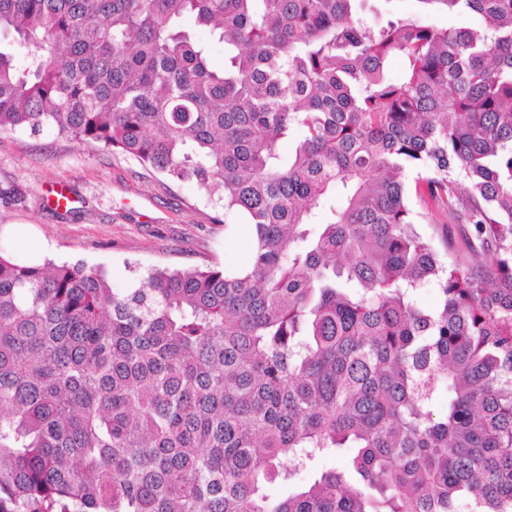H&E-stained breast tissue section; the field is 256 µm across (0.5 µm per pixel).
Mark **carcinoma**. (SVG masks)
I'll return each mask as SVG.
<instances>
[{"instance_id":"cac0c4a2","label":"carcinoma","mask_w":512,"mask_h":512,"mask_svg":"<svg viewBox=\"0 0 512 512\" xmlns=\"http://www.w3.org/2000/svg\"><path fill=\"white\" fill-rule=\"evenodd\" d=\"M364 2L0 0V130L251 233L242 268L124 292L0 256V512H512V0H415L479 30ZM424 219L462 228L446 255ZM348 453H345L344 455L335 456V455H325L317 460V462L312 465L308 466L303 470L299 471L298 478L301 480H311L313 479L317 473L321 470L325 469H342L346 465V462L348 460Z\"/></svg>"}]
</instances>
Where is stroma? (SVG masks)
<instances>
[{"instance_id": "stroma-1", "label": "stroma", "mask_w": 512, "mask_h": 512, "mask_svg": "<svg viewBox=\"0 0 512 512\" xmlns=\"http://www.w3.org/2000/svg\"><path fill=\"white\" fill-rule=\"evenodd\" d=\"M69 195L68 209L55 205ZM191 184H175L96 143L0 131V255L19 262H84L122 291L154 267H236L249 232Z\"/></svg>"}]
</instances>
